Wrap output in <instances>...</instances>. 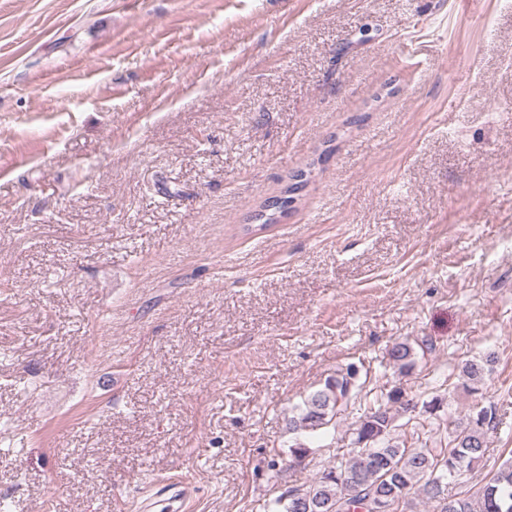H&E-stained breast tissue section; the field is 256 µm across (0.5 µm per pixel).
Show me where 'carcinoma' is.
Returning a JSON list of instances; mask_svg holds the SVG:
<instances>
[{
  "mask_svg": "<svg viewBox=\"0 0 512 512\" xmlns=\"http://www.w3.org/2000/svg\"><path fill=\"white\" fill-rule=\"evenodd\" d=\"M389 360L404 372L415 365L407 343H396ZM498 356L490 352L461 363L460 375L476 393ZM359 369L350 364L325 382L299 408L293 424L316 432L361 399ZM403 391L391 388L367 403L353 432V448L306 486L294 487L265 506V512H406L409 495L436 503V512H512V458L506 460L474 494L445 492L446 480L478 466L488 451V432L495 410L479 404L466 413L448 415V444L438 448H406L393 441L395 415L390 405L402 403Z\"/></svg>",
  "mask_w": 512,
  "mask_h": 512,
  "instance_id": "1",
  "label": "carcinoma"
}]
</instances>
